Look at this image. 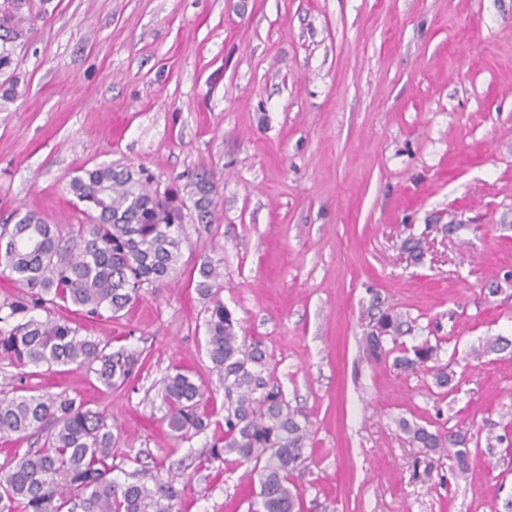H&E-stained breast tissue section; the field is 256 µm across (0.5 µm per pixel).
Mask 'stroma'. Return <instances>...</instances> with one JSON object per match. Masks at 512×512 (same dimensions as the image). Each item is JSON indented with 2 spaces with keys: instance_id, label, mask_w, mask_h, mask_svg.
Returning a JSON list of instances; mask_svg holds the SVG:
<instances>
[{
  "instance_id": "obj_1",
  "label": "stroma",
  "mask_w": 512,
  "mask_h": 512,
  "mask_svg": "<svg viewBox=\"0 0 512 512\" xmlns=\"http://www.w3.org/2000/svg\"><path fill=\"white\" fill-rule=\"evenodd\" d=\"M20 15L23 36L0 38V224L27 209L79 223L70 180L110 165L186 209L170 283L81 321L140 353L129 385L2 360L0 390L86 399L108 418L113 478L177 475L176 512H258L250 465L207 459L219 426L173 437L161 401L179 367L224 402L196 289L217 260L225 307L309 421L303 512H512V449L485 446L512 422V354L471 355L512 340V0H0L1 27ZM422 236L415 263L403 245ZM384 310L410 323L404 345L440 341L452 392L367 354ZM403 420L469 423L467 473ZM196 189V195L198 198L194 200L193 206L197 211L198 220H200L201 223H203L205 220L206 223L208 222L206 219L211 215L210 207L212 199L210 195L214 191V186L209 180L200 178V180L197 182Z\"/></svg>"
}]
</instances>
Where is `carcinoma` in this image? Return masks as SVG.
<instances>
[{
  "label": "carcinoma",
  "mask_w": 512,
  "mask_h": 512,
  "mask_svg": "<svg viewBox=\"0 0 512 512\" xmlns=\"http://www.w3.org/2000/svg\"><path fill=\"white\" fill-rule=\"evenodd\" d=\"M70 192L84 205L82 223L49 224L32 210L14 224H0V272L19 295L0 305V355L17 367L89 368L110 390L126 385L142 369L139 355L107 346L52 309L73 310L85 318L111 316L130 308L145 289L163 287L179 257L184 214L179 204H160L150 179L131 167L85 170L72 178ZM213 184L197 182L193 206L198 220L210 217ZM199 292L222 288L223 273L206 262L199 270ZM45 317H40V313ZM407 322L383 311L364 336L369 354L379 359L401 345ZM240 326L217 299L206 320L207 353L224 381V434L211 458L252 465L262 512H302L296 477L306 468L307 423L290 409L273 381L271 355L263 342L239 335ZM392 347L387 348L385 344ZM440 345L426 339L413 355L394 358L404 372H432L435 384L453 381L439 364ZM170 431L186 438L209 425L214 400L202 380L182 369L167 375L162 389ZM411 441L432 451L447 450L461 472L471 456L469 430L432 432L401 425ZM40 432V447L13 454L0 467V512H174L180 491L173 482L120 484L112 479V431L107 417L80 397L41 394L16 387L0 395V441L13 443Z\"/></svg>",
  "instance_id": "1"
}]
</instances>
